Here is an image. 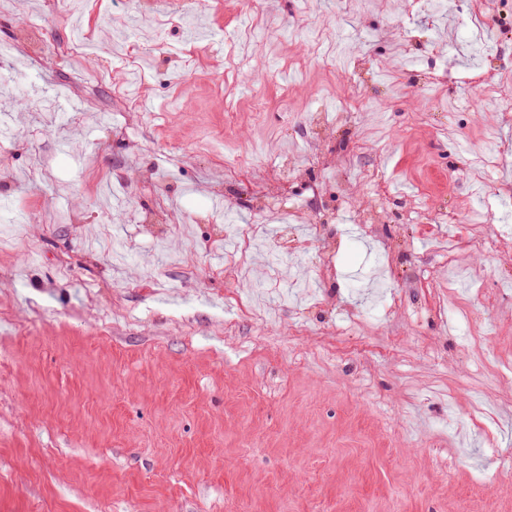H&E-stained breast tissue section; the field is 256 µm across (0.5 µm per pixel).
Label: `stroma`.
Masks as SVG:
<instances>
[{"instance_id": "1", "label": "stroma", "mask_w": 512, "mask_h": 512, "mask_svg": "<svg viewBox=\"0 0 512 512\" xmlns=\"http://www.w3.org/2000/svg\"><path fill=\"white\" fill-rule=\"evenodd\" d=\"M293 2L0 12V42L45 22L41 54L0 63V512H512V152L489 211L463 160L512 144L485 93L512 100V0L476 23L471 0ZM258 12L277 35L232 71ZM138 56L150 108L112 107ZM350 88L387 111H339ZM155 207L168 223L126 219ZM480 211L498 248L450 245ZM315 219L331 271L275 266L281 225ZM224 223L253 233L233 283Z\"/></svg>"}]
</instances>
